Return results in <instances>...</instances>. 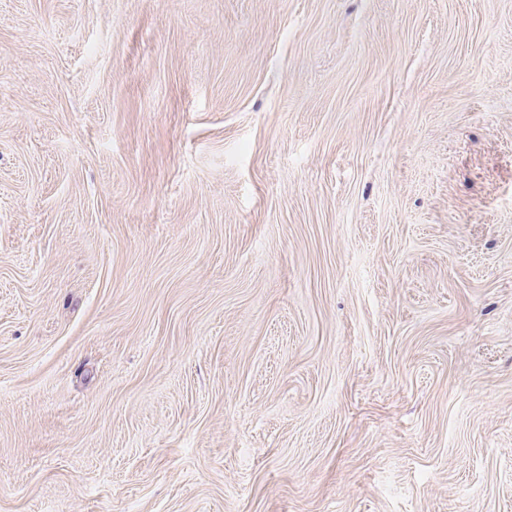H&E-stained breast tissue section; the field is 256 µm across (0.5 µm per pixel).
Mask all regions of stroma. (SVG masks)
<instances>
[{
	"label": "stroma",
	"mask_w": 512,
	"mask_h": 512,
	"mask_svg": "<svg viewBox=\"0 0 512 512\" xmlns=\"http://www.w3.org/2000/svg\"><path fill=\"white\" fill-rule=\"evenodd\" d=\"M0 512H512V0H0Z\"/></svg>",
	"instance_id": "obj_1"
}]
</instances>
